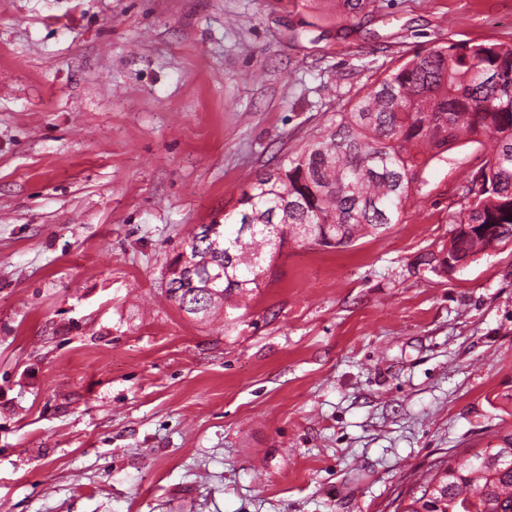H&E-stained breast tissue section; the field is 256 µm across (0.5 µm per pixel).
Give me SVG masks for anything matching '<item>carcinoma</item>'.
Wrapping results in <instances>:
<instances>
[{
	"label": "carcinoma",
	"instance_id": "carcinoma-1",
	"mask_svg": "<svg viewBox=\"0 0 512 512\" xmlns=\"http://www.w3.org/2000/svg\"><path fill=\"white\" fill-rule=\"evenodd\" d=\"M311 2L355 18L370 0ZM460 142L484 147V158L438 263L466 265L512 242V47L502 43L435 46L376 78L257 177L224 213L219 234H193L185 248L223 265L224 298L246 295L270 270L257 256L264 246L271 260L287 241L344 248L398 223L430 162ZM194 279V292L170 295L205 315L216 304L207 270ZM419 483L396 512H512V427L497 447L456 452Z\"/></svg>",
	"mask_w": 512,
	"mask_h": 512
}]
</instances>
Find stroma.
I'll return each mask as SVG.
<instances>
[{
  "label": "stroma",
  "instance_id": "stroma-1",
  "mask_svg": "<svg viewBox=\"0 0 512 512\" xmlns=\"http://www.w3.org/2000/svg\"><path fill=\"white\" fill-rule=\"evenodd\" d=\"M512 43V0H0V512H393L512 417V243L446 247L479 145L397 224L287 244L180 310L197 225L415 53ZM208 272L205 268L197 269L194 272L195 284L196 288H190L187 292L190 293L189 299L187 303L185 302V296L188 297L189 294L186 295V292H183L179 295H176L175 292L181 289V287L176 288L174 291L172 289H168L171 297L178 303L180 308L185 310L190 314H203L206 315L209 313L212 308L215 307L216 302H222L218 299L223 298H213V295L209 293L208 288H206V284L208 281ZM193 291H196L193 293ZM194 300V303H193ZM185 304V305H184Z\"/></svg>",
  "mask_w": 512,
  "mask_h": 512
}]
</instances>
